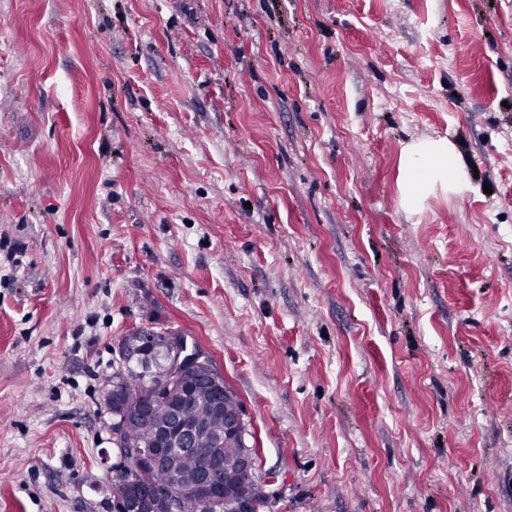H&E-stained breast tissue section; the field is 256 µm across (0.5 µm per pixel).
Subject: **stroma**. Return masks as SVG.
Masks as SVG:
<instances>
[{
	"label": "stroma",
	"instance_id": "stroma-1",
	"mask_svg": "<svg viewBox=\"0 0 512 512\" xmlns=\"http://www.w3.org/2000/svg\"><path fill=\"white\" fill-rule=\"evenodd\" d=\"M424 138L478 174L412 213ZM168 329L268 512H512V0H0V512H112Z\"/></svg>",
	"mask_w": 512,
	"mask_h": 512
}]
</instances>
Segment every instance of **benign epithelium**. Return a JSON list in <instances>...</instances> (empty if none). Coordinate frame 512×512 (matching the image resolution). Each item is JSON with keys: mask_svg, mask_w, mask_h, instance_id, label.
<instances>
[{"mask_svg": "<svg viewBox=\"0 0 512 512\" xmlns=\"http://www.w3.org/2000/svg\"><path fill=\"white\" fill-rule=\"evenodd\" d=\"M160 349L163 350V363L154 382L158 397L170 404V419L155 430L157 451L144 455L127 447L118 416H113L112 440L121 449L122 456L117 480L136 486L137 496L141 498H167L170 512H178L179 498L170 495L166 486L155 485L151 490H145L143 475L168 467L172 459L168 449H194L205 458V464L183 483L184 489L201 496L208 506L221 500L230 512H257L259 504L238 482L239 473L257 470L255 451L247 444L248 424L241 404H236L229 412L224 411V399L232 397L233 392L224 385L223 377L214 371L209 359L188 344L183 333L177 330L162 332ZM199 383L210 385L213 405L224 413V433L237 437L243 446L242 453L232 461H225L220 454L219 448L223 447L220 437L214 439L211 448H194V439L206 432V428L201 423L185 420L181 409L192 401L195 386Z\"/></svg>", "mask_w": 512, "mask_h": 512, "instance_id": "1", "label": "benign epithelium"}]
</instances>
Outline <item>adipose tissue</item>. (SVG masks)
Here are the masks:
<instances>
[{
  "label": "adipose tissue",
  "instance_id": "ef3b65f1",
  "mask_svg": "<svg viewBox=\"0 0 512 512\" xmlns=\"http://www.w3.org/2000/svg\"><path fill=\"white\" fill-rule=\"evenodd\" d=\"M400 200L409 210H422L425 200L436 192L455 196L470 185L460 153L445 138L409 143L399 158Z\"/></svg>",
  "mask_w": 512,
  "mask_h": 512
}]
</instances>
